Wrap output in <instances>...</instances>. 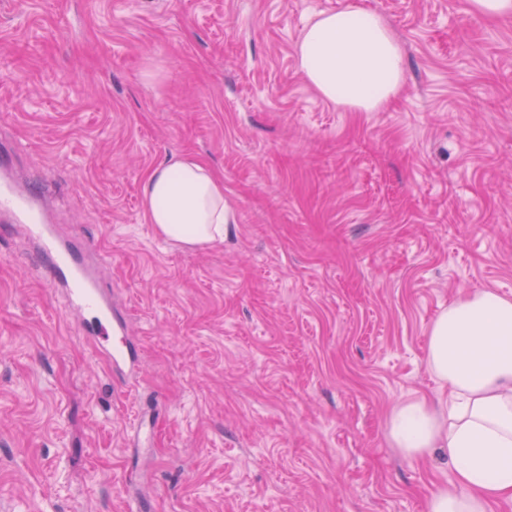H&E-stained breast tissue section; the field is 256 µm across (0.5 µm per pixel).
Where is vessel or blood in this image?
Here are the masks:
<instances>
[{
  "mask_svg": "<svg viewBox=\"0 0 512 512\" xmlns=\"http://www.w3.org/2000/svg\"><path fill=\"white\" fill-rule=\"evenodd\" d=\"M37 187H20L8 177L0 179V216L23 225L39 246L38 257L54 285L64 289L69 305L90 315V333L108 348L112 364L134 363L136 353L124 339V328L112 316V305L104 296L99 280L86 268L81 257L57 237L36 208Z\"/></svg>",
  "mask_w": 512,
  "mask_h": 512,
  "instance_id": "vessel-or-blood-1",
  "label": "vessel or blood"
}]
</instances>
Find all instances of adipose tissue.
Here are the masks:
<instances>
[{
    "label": "adipose tissue",
    "instance_id": "adipose-tissue-1",
    "mask_svg": "<svg viewBox=\"0 0 512 512\" xmlns=\"http://www.w3.org/2000/svg\"><path fill=\"white\" fill-rule=\"evenodd\" d=\"M296 54L315 92L353 112L381 111L405 81L400 41L357 0L318 14ZM140 195L158 234L187 246L223 239L233 221L223 179L191 155L168 157L144 178ZM427 366L435 397L395 406L388 437L412 460L446 456L450 476L431 492L428 512L512 507V299L480 290L451 301L431 325Z\"/></svg>",
    "mask_w": 512,
    "mask_h": 512
}]
</instances>
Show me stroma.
Returning a JSON list of instances; mask_svg holds the SVG:
<instances>
[{
	"mask_svg": "<svg viewBox=\"0 0 512 512\" xmlns=\"http://www.w3.org/2000/svg\"><path fill=\"white\" fill-rule=\"evenodd\" d=\"M347 0H0V146L100 271L114 371L0 219V512H427L443 457L395 405L460 294L512 298V15L362 0L402 43L378 112L325 102L295 46ZM175 152L224 179L222 241L161 239Z\"/></svg>",
	"mask_w": 512,
	"mask_h": 512,
	"instance_id": "obj_1",
	"label": "stroma"
}]
</instances>
